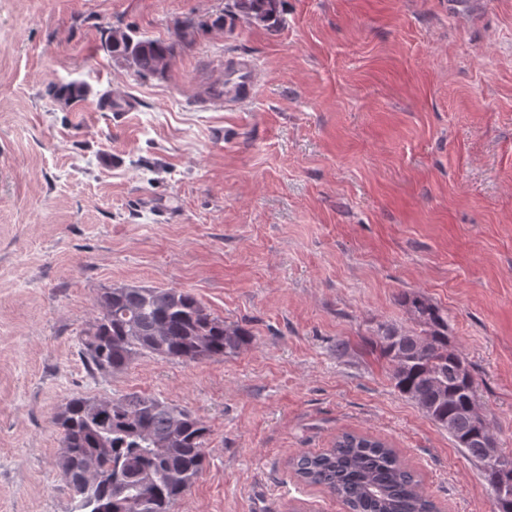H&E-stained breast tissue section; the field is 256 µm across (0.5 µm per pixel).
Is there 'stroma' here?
<instances>
[{"label":"stroma","mask_w":512,"mask_h":512,"mask_svg":"<svg viewBox=\"0 0 512 512\" xmlns=\"http://www.w3.org/2000/svg\"><path fill=\"white\" fill-rule=\"evenodd\" d=\"M225 2L0 0V512H74L54 416L131 392L210 429L173 512H344L291 466L344 432L439 512H493L368 339L430 299L512 454V0H284L277 30L218 26ZM113 28L173 45L166 72ZM242 58L258 80L224 106ZM115 285L189 290L252 340L90 373L77 335ZM112 56L131 59L142 74L160 73L165 70L173 55L174 47L156 40L133 42L124 31L113 30L109 38Z\"/></svg>","instance_id":"obj_1"}]
</instances>
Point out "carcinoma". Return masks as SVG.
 <instances>
[{"label": "carcinoma", "instance_id": "carcinoma-1", "mask_svg": "<svg viewBox=\"0 0 512 512\" xmlns=\"http://www.w3.org/2000/svg\"><path fill=\"white\" fill-rule=\"evenodd\" d=\"M281 0H227L230 21L244 17L278 28ZM112 55L129 59L142 74L165 70L174 47L133 41L124 31L109 38ZM419 329L402 333L399 346L377 328L370 338L392 366L394 388L457 440L485 469L486 421L472 413L473 375L463 355L448 348V319L422 295H406ZM98 316L78 335L79 353L92 373H116L143 355L196 361L232 354L252 340L238 324L210 313L179 288L114 286L96 299ZM61 429L58 467L77 512H172L206 460L209 429L191 410L157 397L128 393L103 409L96 397H73L55 415ZM305 482L322 486L352 512H437L419 480L387 443L344 432L333 447L293 461Z\"/></svg>", "mask_w": 512, "mask_h": 512}]
</instances>
